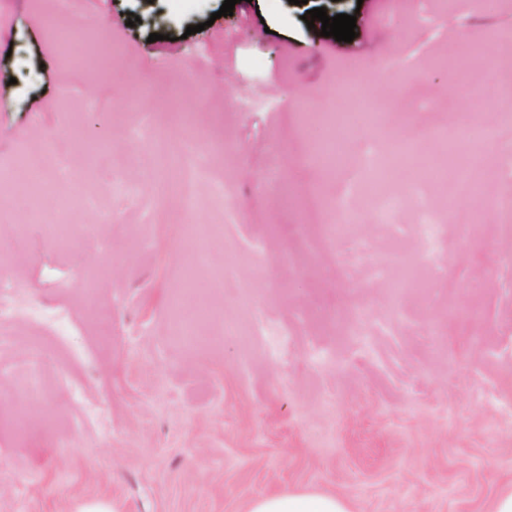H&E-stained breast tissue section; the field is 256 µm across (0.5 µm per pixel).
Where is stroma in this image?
Wrapping results in <instances>:
<instances>
[{"instance_id":"35a3bbf8","label":"stroma","mask_w":512,"mask_h":512,"mask_svg":"<svg viewBox=\"0 0 512 512\" xmlns=\"http://www.w3.org/2000/svg\"><path fill=\"white\" fill-rule=\"evenodd\" d=\"M76 0L75 36L110 52L100 73L75 70L43 19L53 0H0V177L54 143L94 204L69 213L77 248L61 250L21 201L0 199V277L27 284V301L71 323L63 345L29 321L13 322L0 364L20 366L33 343L54 363L37 399L21 402L0 380V512H80L93 500L121 512H247L280 490L337 493L352 512H487L512 487V426L498 410L512 395V227L486 214L464 242L439 227L445 270L434 269L407 211L378 226L351 215L350 240H328L329 214L307 200L336 195L356 165L328 179L304 156L321 136L311 115L325 110L342 80L402 109L364 138L413 140L433 160L434 133L456 139L475 116L493 131L488 164L512 147L499 109L512 79V13L485 16L471 0H446L442 24L426 35L388 0ZM355 15L352 42L307 27V9ZM134 26H127L128 17ZM195 34H187V27ZM158 41H150V34ZM476 43L500 65L477 99H461L441 77L442 60ZM262 62L246 71L243 54ZM403 56L414 78L396 84L386 63ZM151 84L139 109L129 98ZM259 92L266 111H238ZM162 134L131 138L141 114ZM201 135L208 177L185 211L176 193L181 128ZM280 153L279 179L264 160ZM136 187L111 192V170ZM230 187L241 221H224L210 182ZM212 224L209 269L224 273L206 290L210 344L173 329L196 311L184 295L185 227ZM237 253L233 270L224 255ZM416 259L427 291L395 292L397 267ZM367 322L354 324L357 310ZM243 327L228 336L224 326ZM99 423L82 425L80 404Z\"/></svg>"}]
</instances>
